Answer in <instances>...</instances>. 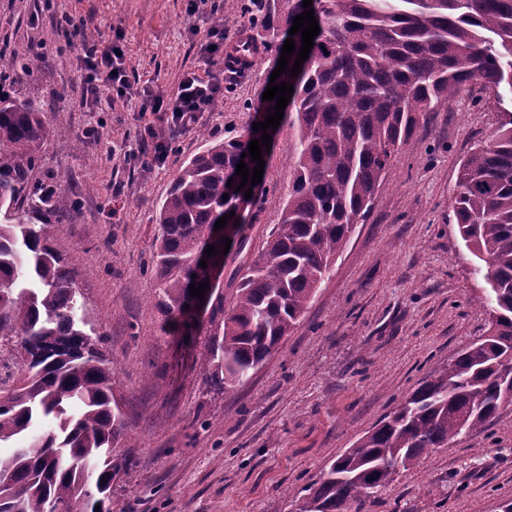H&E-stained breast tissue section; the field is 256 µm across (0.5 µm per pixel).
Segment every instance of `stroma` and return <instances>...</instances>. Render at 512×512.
Masks as SVG:
<instances>
[{
	"mask_svg": "<svg viewBox=\"0 0 512 512\" xmlns=\"http://www.w3.org/2000/svg\"><path fill=\"white\" fill-rule=\"evenodd\" d=\"M239 0H0V71L40 57L23 78L49 135L37 180L74 202L55 225L72 259L80 301L114 366V393L128 464L112 512H297L293 497L372 430L429 375L447 368L489 327L487 284L453 215L462 159L487 142L512 88L485 92L477 108L461 93L433 113L393 158L372 209L358 221L296 328L249 380L230 391L208 382L210 336L186 342L161 329L153 270L156 215L180 167L207 147L177 136L164 165L134 154L143 121L137 99L101 111L82 97L78 51L66 24L82 22L105 44L120 42L141 85L175 90L199 64L193 28L261 40ZM273 50L234 75L223 107L200 125L216 140L240 136L256 117ZM66 98H59V90ZM98 131L87 137L88 128ZM293 131L281 126L266 160L269 192L250 248L278 223L288 196ZM512 507V405L485 428L433 449L359 512H505Z\"/></svg>",
	"mask_w": 512,
	"mask_h": 512,
	"instance_id": "35a3bbf8",
	"label": "stroma"
}]
</instances>
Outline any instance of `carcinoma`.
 <instances>
[{
  "label": "carcinoma",
  "mask_w": 512,
  "mask_h": 512,
  "mask_svg": "<svg viewBox=\"0 0 512 512\" xmlns=\"http://www.w3.org/2000/svg\"><path fill=\"white\" fill-rule=\"evenodd\" d=\"M319 34L298 76L293 57L276 83L293 85L283 120L294 130L291 179L279 223L250 252L244 224L259 222L265 195L244 208L237 164L257 167L249 142L263 131L213 142L183 165L157 215L162 331L199 328L190 284L209 282L208 380L245 382L300 322L354 224L371 209L392 158L430 112L463 89H512V0H314ZM261 13L277 49L304 13L303 0L241 3ZM47 136L38 100L0 90V512H112L126 459L112 392L113 366L78 305L75 275L54 246V225L71 205L33 181ZM233 185H228V181ZM239 239L226 286L208 265L227 264L225 234ZM454 216L484 278L496 329L463 349L296 492L298 512H350L423 454L480 430L512 404V111L458 172ZM214 246L216 254L204 250ZM206 260V266L200 260ZM197 278H192V275ZM234 292L224 307V288Z\"/></svg>",
  "instance_id": "obj_1"
}]
</instances>
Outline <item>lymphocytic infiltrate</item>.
Masks as SVG:
<instances>
[{"label":"lymphocytic infiltrate","mask_w":512,"mask_h":512,"mask_svg":"<svg viewBox=\"0 0 512 512\" xmlns=\"http://www.w3.org/2000/svg\"><path fill=\"white\" fill-rule=\"evenodd\" d=\"M72 35L80 40L85 100L102 108L111 106L113 96L134 94L141 99V111L163 113L162 125L148 123L143 127L139 158L144 167L163 165L173 132L196 125L204 113L212 111L223 94L224 72L218 67L224 59L223 41L208 40L202 44L204 71L187 72L175 91L156 95L149 89L137 87L123 57L117 56L115 45L104 47L98 41L84 39L78 25L74 26Z\"/></svg>","instance_id":"f902f5d3"}]
</instances>
